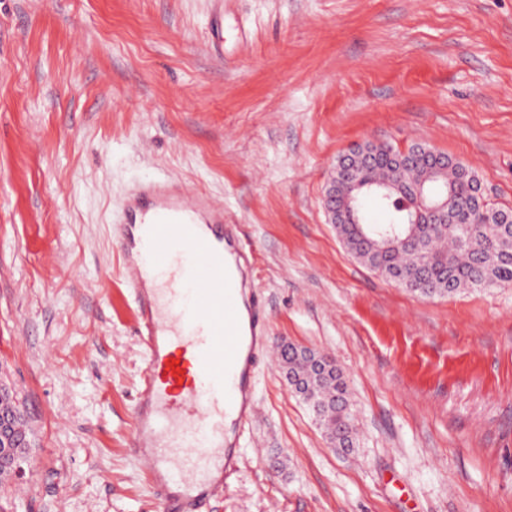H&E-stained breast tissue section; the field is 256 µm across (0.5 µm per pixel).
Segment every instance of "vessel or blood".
<instances>
[{
  "label": "vessel or blood",
  "mask_w": 512,
  "mask_h": 512,
  "mask_svg": "<svg viewBox=\"0 0 512 512\" xmlns=\"http://www.w3.org/2000/svg\"><path fill=\"white\" fill-rule=\"evenodd\" d=\"M116 248L147 352L128 446L147 466L161 512H198L224 485V413L251 417L252 365L268 346L265 314L244 299L248 255L223 209L165 180L139 184L118 206Z\"/></svg>",
  "instance_id": "obj_1"
}]
</instances>
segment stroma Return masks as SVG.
<instances>
[{
  "instance_id": "1",
  "label": "stroma",
  "mask_w": 512,
  "mask_h": 512,
  "mask_svg": "<svg viewBox=\"0 0 512 512\" xmlns=\"http://www.w3.org/2000/svg\"><path fill=\"white\" fill-rule=\"evenodd\" d=\"M424 144L512 209V0H0V383L30 426L0 512H158L115 244L160 178L223 207L274 345L331 358L352 452L275 359L203 512H512V287L422 297L322 195L357 144Z\"/></svg>"
}]
</instances>
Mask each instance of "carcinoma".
Instances as JSON below:
<instances>
[{"mask_svg":"<svg viewBox=\"0 0 512 512\" xmlns=\"http://www.w3.org/2000/svg\"><path fill=\"white\" fill-rule=\"evenodd\" d=\"M427 146L417 144L409 149L415 156L410 164H400L401 151L380 145L379 152L359 173L364 183L387 181L399 186L400 198L413 200L414 188L428 175L430 158ZM448 182L454 193L448 197V214H470V223L420 224L416 238L389 252L377 249L378 233L395 224L397 212H391L386 224H368L358 213L355 224H338L336 230L347 250L363 264L385 278L393 272L403 274L402 287L424 297L458 293L467 289L512 285V223L501 224L506 210L491 206L481 192L477 177L448 157ZM280 362L288 365V377L299 388L298 397L309 393L314 404L311 413L328 441L350 451L355 440L356 425L350 409L348 384L341 371H319L302 353L280 348Z\"/></svg>","mask_w":512,"mask_h":512,"instance_id":"carcinoma-1","label":"carcinoma"}]
</instances>
